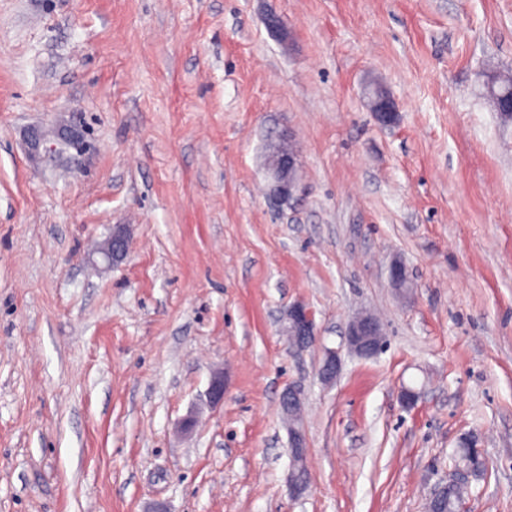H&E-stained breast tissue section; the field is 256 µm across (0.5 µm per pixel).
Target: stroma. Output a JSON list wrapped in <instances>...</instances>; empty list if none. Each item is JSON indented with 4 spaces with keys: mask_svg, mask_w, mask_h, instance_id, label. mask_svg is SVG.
<instances>
[{
    "mask_svg": "<svg viewBox=\"0 0 512 512\" xmlns=\"http://www.w3.org/2000/svg\"><path fill=\"white\" fill-rule=\"evenodd\" d=\"M507 71L512 0H0V512H427L472 434L467 512H512V118L486 89ZM34 126L81 139L36 152ZM360 312L372 358L344 345ZM394 102L381 90H375L371 99V112L383 125H389L396 119ZM288 152L294 154L284 153L276 163L267 167L273 176L272 191L283 200L292 198L297 187L295 181L297 167L296 150L289 141ZM283 332L293 336L289 345L297 350H303L317 342V330L313 312L301 303L289 306L286 313ZM381 324L371 315L354 317L347 328L346 347L350 353L370 358L378 353L379 336H383Z\"/></svg>",
    "mask_w": 512,
    "mask_h": 512,
    "instance_id": "1",
    "label": "stroma"
}]
</instances>
